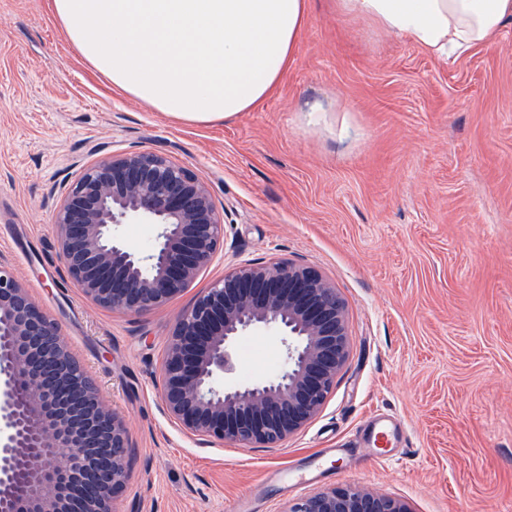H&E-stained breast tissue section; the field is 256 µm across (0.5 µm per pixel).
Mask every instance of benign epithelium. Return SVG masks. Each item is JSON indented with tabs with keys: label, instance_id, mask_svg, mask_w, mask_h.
Masks as SVG:
<instances>
[{
	"label": "benign epithelium",
	"instance_id": "7a95c632",
	"mask_svg": "<svg viewBox=\"0 0 512 512\" xmlns=\"http://www.w3.org/2000/svg\"><path fill=\"white\" fill-rule=\"evenodd\" d=\"M133 223L156 227L151 249L122 236ZM53 224L59 260L81 293L134 315L189 288L224 246L208 185L147 149L84 168ZM258 327L282 335L285 369L236 384L234 342ZM347 357L345 307L333 285L304 264L242 260L178 317L155 388L169 419L200 441L276 448L320 412ZM132 448L125 418L106 404L59 324L0 262V512H119ZM289 512L410 510L398 498L330 488Z\"/></svg>",
	"mask_w": 512,
	"mask_h": 512
}]
</instances>
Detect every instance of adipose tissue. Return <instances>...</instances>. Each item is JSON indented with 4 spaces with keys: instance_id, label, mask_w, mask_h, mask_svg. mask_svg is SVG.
<instances>
[{
    "instance_id": "obj_1",
    "label": "adipose tissue",
    "mask_w": 512,
    "mask_h": 512,
    "mask_svg": "<svg viewBox=\"0 0 512 512\" xmlns=\"http://www.w3.org/2000/svg\"><path fill=\"white\" fill-rule=\"evenodd\" d=\"M337 15L407 37L441 60L491 44L512 0H335ZM89 68L182 122L211 124L264 100L298 50L308 0H51Z\"/></svg>"
}]
</instances>
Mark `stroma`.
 Here are the masks:
<instances>
[{
    "label": "stroma",
    "mask_w": 512,
    "mask_h": 512,
    "mask_svg": "<svg viewBox=\"0 0 512 512\" xmlns=\"http://www.w3.org/2000/svg\"><path fill=\"white\" fill-rule=\"evenodd\" d=\"M326 108L310 125L307 104ZM149 148L204 180L224 247L140 315L86 300L52 223L109 153ZM0 256L59 323L135 448L120 512H288L364 488L411 512H512V25L443 61L310 0L278 88L234 119L181 123L113 90L47 0H0ZM241 259L315 269L345 304L349 356L321 412L278 448L201 443L159 404L179 314ZM235 381L275 378V330L235 343ZM401 423L369 456L368 418ZM295 469L307 482L287 484Z\"/></svg>",
    "instance_id": "35a3bbf8"
}]
</instances>
